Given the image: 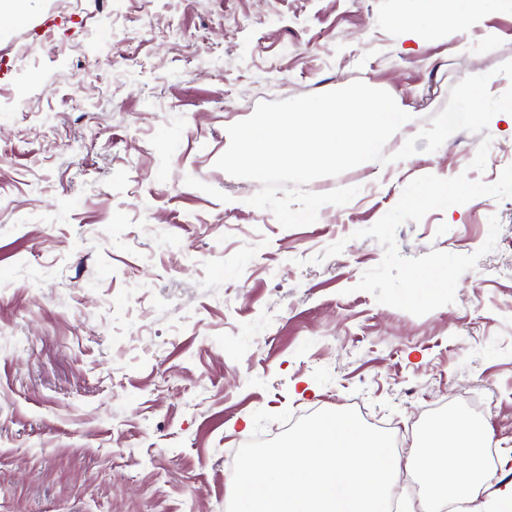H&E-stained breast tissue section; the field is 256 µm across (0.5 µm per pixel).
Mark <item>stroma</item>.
Instances as JSON below:
<instances>
[{"label": "stroma", "mask_w": 512, "mask_h": 512, "mask_svg": "<svg viewBox=\"0 0 512 512\" xmlns=\"http://www.w3.org/2000/svg\"><path fill=\"white\" fill-rule=\"evenodd\" d=\"M405 0H28L0 32V512H225L253 413L360 403L410 457L455 411L498 450L480 512L512 483V200L480 196L396 231L401 255L479 253L417 317L357 290L355 238L432 174L495 182L512 122L369 161L286 229L216 168L257 103L360 80L429 126L453 85L512 60V10L405 38ZM500 230L480 254L490 217ZM492 403L480 412L473 401Z\"/></svg>", "instance_id": "obj_1"}]
</instances>
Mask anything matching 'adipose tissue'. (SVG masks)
Wrapping results in <instances>:
<instances>
[{"label":"adipose tissue","instance_id":"ef3b65f1","mask_svg":"<svg viewBox=\"0 0 512 512\" xmlns=\"http://www.w3.org/2000/svg\"><path fill=\"white\" fill-rule=\"evenodd\" d=\"M477 7L478 0H409L396 22L410 37L426 27L467 20ZM420 437L412 460L427 484L429 512L477 502L484 492L481 450L491 437L488 427L475 420L453 423L435 418L425 424Z\"/></svg>","mask_w":512,"mask_h":512}]
</instances>
